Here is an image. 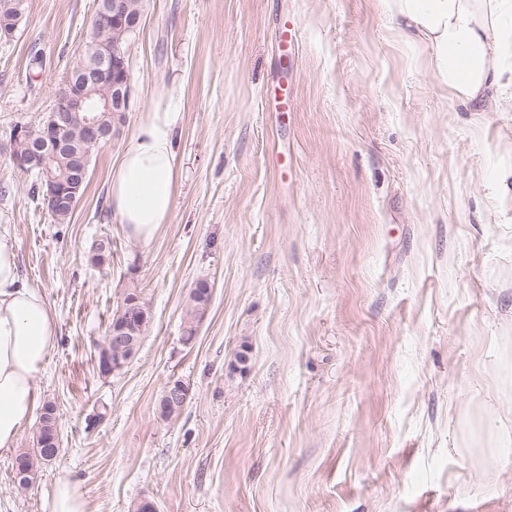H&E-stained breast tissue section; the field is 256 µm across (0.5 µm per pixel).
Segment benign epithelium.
<instances>
[{"label": "benign epithelium", "mask_w": 512, "mask_h": 512, "mask_svg": "<svg viewBox=\"0 0 512 512\" xmlns=\"http://www.w3.org/2000/svg\"><path fill=\"white\" fill-rule=\"evenodd\" d=\"M98 40L106 43L114 30L134 34L140 26L141 13L133 12L128 0H101L96 13ZM19 19L3 7L0 15V40L10 39L17 30ZM107 81L112 84V111L128 112L131 98V86L128 70L127 53L114 50L95 58L79 57L76 76L68 81L58 95L53 109L42 120L45 127V142L58 146L54 140V131L68 127L69 113L85 110L90 116L85 118L86 134L94 144L118 138L119 129H106L100 126L93 112L97 111L90 102L88 88ZM27 128L18 125L14 128L11 139V159L24 171H30L37 161L35 150L25 140ZM87 169L81 164L63 178L56 177L52 170L45 166L41 171V181L48 185L46 202L49 207L60 210H73L81 198V189L86 181ZM129 324L119 322L112 325V333L105 344L100 347L101 372L110 373L122 369L137 355L142 337L128 333ZM185 384L180 379L171 380L162 391L159 406L171 409L185 403Z\"/></svg>", "instance_id": "1"}]
</instances>
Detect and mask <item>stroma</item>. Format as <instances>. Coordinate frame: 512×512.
<instances>
[{"label":"stroma","instance_id":"obj_1","mask_svg":"<svg viewBox=\"0 0 512 512\" xmlns=\"http://www.w3.org/2000/svg\"><path fill=\"white\" fill-rule=\"evenodd\" d=\"M95 12L25 0L0 41V224L58 317L36 387L61 444L26 489L13 469L38 421L0 449V512H47L63 477L88 512L144 497L159 512H512V111L453 99L384 0H142L122 133L59 224L9 134L53 107ZM153 110L173 115L178 177L145 247L108 187ZM130 288L150 321L104 375L97 347ZM173 378L189 393L166 421ZM210 296L211 294H201L196 297L190 298V304L186 311V321L185 328H184V334L182 336H195L196 331V324L200 320V318L204 315L207 306L210 302Z\"/></svg>","mask_w":512,"mask_h":512}]
</instances>
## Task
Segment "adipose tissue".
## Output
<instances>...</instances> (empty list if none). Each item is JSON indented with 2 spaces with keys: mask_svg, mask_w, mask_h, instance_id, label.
Here are the masks:
<instances>
[{
  "mask_svg": "<svg viewBox=\"0 0 512 512\" xmlns=\"http://www.w3.org/2000/svg\"><path fill=\"white\" fill-rule=\"evenodd\" d=\"M396 30L430 50L439 82L464 103L512 110V0H384ZM498 88L488 97L489 88ZM177 156L169 113L149 112L113 164L109 200L129 236L150 244L170 223ZM58 343L44 293L23 280L14 228L0 224V448L40 406L35 379Z\"/></svg>",
  "mask_w": 512,
  "mask_h": 512,
  "instance_id": "adipose-tissue-1",
  "label": "adipose tissue"
}]
</instances>
